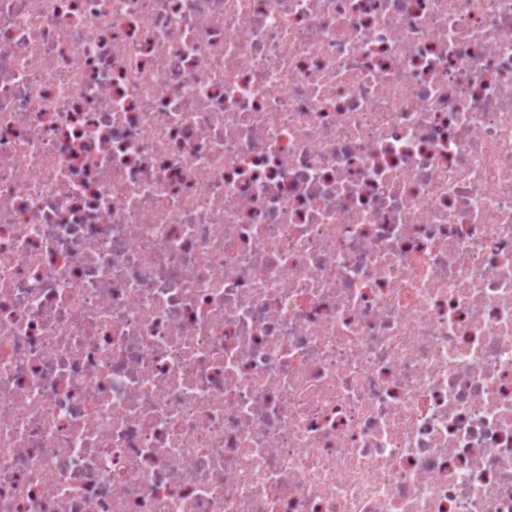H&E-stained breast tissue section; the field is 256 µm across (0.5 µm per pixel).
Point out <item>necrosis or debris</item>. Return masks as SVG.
<instances>
[{
	"instance_id": "necrosis-or-debris-1",
	"label": "necrosis or debris",
	"mask_w": 512,
	"mask_h": 512,
	"mask_svg": "<svg viewBox=\"0 0 512 512\" xmlns=\"http://www.w3.org/2000/svg\"><path fill=\"white\" fill-rule=\"evenodd\" d=\"M0 512H512V0H0Z\"/></svg>"
}]
</instances>
